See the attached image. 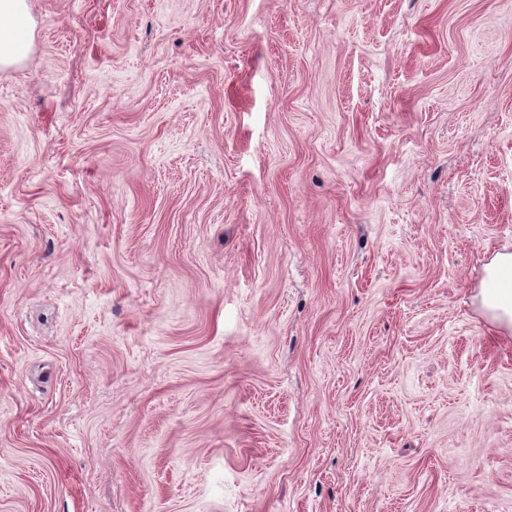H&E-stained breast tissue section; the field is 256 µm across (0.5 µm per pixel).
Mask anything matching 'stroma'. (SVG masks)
Instances as JSON below:
<instances>
[{"label": "stroma", "instance_id": "1", "mask_svg": "<svg viewBox=\"0 0 512 512\" xmlns=\"http://www.w3.org/2000/svg\"><path fill=\"white\" fill-rule=\"evenodd\" d=\"M28 5L0 512H512V0ZM512 256H499L494 266L487 269L491 270L495 267L496 274L489 279L487 288H482V302L483 304L492 310H501L505 312V316L496 315L495 318L512 324V290L511 288H493L494 280L497 274L510 266Z\"/></svg>", "mask_w": 512, "mask_h": 512}]
</instances>
